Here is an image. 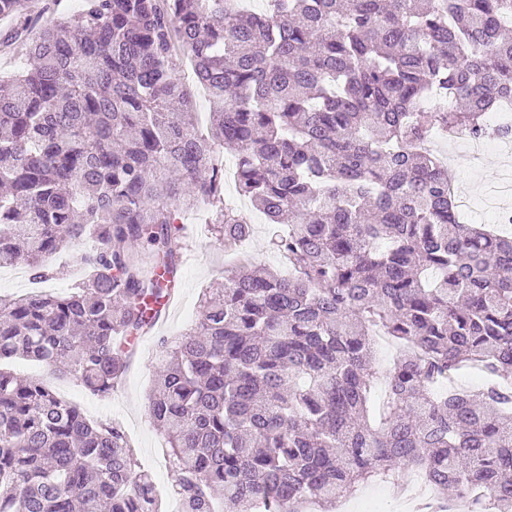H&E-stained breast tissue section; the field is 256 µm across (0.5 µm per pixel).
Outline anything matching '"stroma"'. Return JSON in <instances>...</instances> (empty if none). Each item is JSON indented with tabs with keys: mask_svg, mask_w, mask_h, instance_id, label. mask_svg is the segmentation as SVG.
I'll list each match as a JSON object with an SVG mask.
<instances>
[{
	"mask_svg": "<svg viewBox=\"0 0 512 512\" xmlns=\"http://www.w3.org/2000/svg\"><path fill=\"white\" fill-rule=\"evenodd\" d=\"M466 140L451 146L436 144V151H449L454 159L448 164L452 182L466 187L475 201L497 187L505 170H512V146L495 143L483 150L468 166H461L455 156L464 151ZM215 162L227 173L224 184L226 198L237 200L240 210L247 216L253 233L243 245L255 264L279 266L280 260L268 248V226L263 215L247 199L239 197L232 177L235 169L234 152L221 149ZM211 210L187 211L180 217L186 232L180 241L185 260L179 270L178 297L167 310L164 321L155 327L149 338L138 342L123 382L111 396H91L74 378L54 374L46 365L26 359L16 360L15 372L42 380L60 397L80 407L88 418L95 421L117 422L127 434L134 448L141 470L151 474L161 495L172 492L177 479L167 458V441L147 411V398L154 388L158 367L165 356L162 339L180 335L195 324L199 314V296L204 289L219 287L224 281L226 268L237 265L238 256L226 253L224 243L210 224ZM91 241L68 247L55 260L56 276L47 281L46 288L56 295L70 292L85 279L87 272L79 262L80 255L91 249Z\"/></svg>",
	"mask_w": 512,
	"mask_h": 512,
	"instance_id": "obj_1",
	"label": "stroma"
}]
</instances>
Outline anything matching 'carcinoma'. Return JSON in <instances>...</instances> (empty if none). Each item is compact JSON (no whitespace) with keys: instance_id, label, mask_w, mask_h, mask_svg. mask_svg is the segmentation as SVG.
Returning <instances> with one entry per match:
<instances>
[{"instance_id":"obj_1","label":"carcinoma","mask_w":512,"mask_h":512,"mask_svg":"<svg viewBox=\"0 0 512 512\" xmlns=\"http://www.w3.org/2000/svg\"><path fill=\"white\" fill-rule=\"evenodd\" d=\"M4 19L27 66L0 79V267L41 281L94 247L70 294L0 297V512H163L119 425L8 364L112 394L176 286L175 210L219 207L226 249L252 235L222 198L226 145L291 273L224 270L162 341L148 412L181 512L334 506L400 465L446 505L512 512V234L463 223L425 147L440 127L512 138L485 121L512 101V0H83L35 37L26 0H0ZM379 332L401 352L376 426ZM465 366L487 382L436 391ZM176 75L180 81L184 82L194 93L196 119L199 127H209L210 110L208 97L203 89H200L195 83L192 68L188 64L189 61L182 57L176 56L173 60Z\"/></svg>"}]
</instances>
